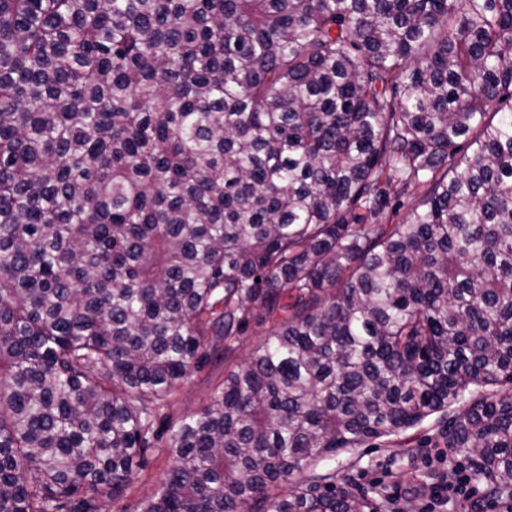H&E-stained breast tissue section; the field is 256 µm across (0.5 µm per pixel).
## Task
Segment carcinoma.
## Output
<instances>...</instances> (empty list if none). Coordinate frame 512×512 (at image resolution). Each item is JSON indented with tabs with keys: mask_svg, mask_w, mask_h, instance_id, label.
<instances>
[{
	"mask_svg": "<svg viewBox=\"0 0 512 512\" xmlns=\"http://www.w3.org/2000/svg\"><path fill=\"white\" fill-rule=\"evenodd\" d=\"M507 98L512 0H0V512H103L166 433L137 512H383L319 462L433 416L512 500ZM274 322L250 321L246 331L239 336L234 351L226 360H211L180 384L171 399V406L165 410L168 415L164 425L178 423L187 413L209 402L214 388L224 381V369H231L243 363L252 349L268 336L275 327Z\"/></svg>",
	"mask_w": 512,
	"mask_h": 512,
	"instance_id": "carcinoma-1",
	"label": "carcinoma"
}]
</instances>
